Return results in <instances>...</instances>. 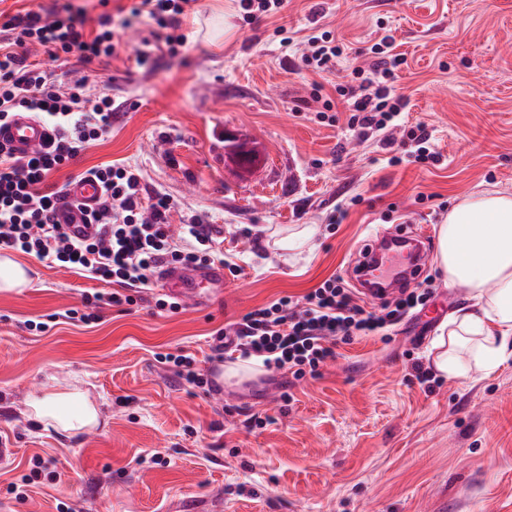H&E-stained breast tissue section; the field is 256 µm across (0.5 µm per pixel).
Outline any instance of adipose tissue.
Here are the masks:
<instances>
[{
	"instance_id": "ef3b65f1",
	"label": "adipose tissue",
	"mask_w": 512,
	"mask_h": 512,
	"mask_svg": "<svg viewBox=\"0 0 512 512\" xmlns=\"http://www.w3.org/2000/svg\"><path fill=\"white\" fill-rule=\"evenodd\" d=\"M437 263L471 304L453 313L430 344L436 369L452 376L491 367L512 351V195L463 198L438 228ZM39 422L78 434L99 412L76 392L53 389L29 404Z\"/></svg>"
}]
</instances>
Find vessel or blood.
<instances>
[{"mask_svg":"<svg viewBox=\"0 0 512 512\" xmlns=\"http://www.w3.org/2000/svg\"><path fill=\"white\" fill-rule=\"evenodd\" d=\"M48 134V129L33 115L21 112L0 127V144L22 155L42 146ZM66 194V205L58 212L60 222L67 224L70 235L76 239L94 234L90 218L102 197L101 185L84 178L72 182ZM371 255L375 263L369 271L370 280L385 288L398 287L411 278L418 265L427 263L430 239L421 228L408 232L379 231L372 238ZM157 277L167 285L169 295L184 304L224 294V267L218 262L190 267L165 264L158 269Z\"/></svg>","mask_w":512,"mask_h":512,"instance_id":"b4317fda","label":"vessel or blood"}]
</instances>
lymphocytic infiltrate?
<instances>
[{
  "label": "lymphocytic infiltrate",
  "mask_w": 512,
  "mask_h": 512,
  "mask_svg": "<svg viewBox=\"0 0 512 512\" xmlns=\"http://www.w3.org/2000/svg\"><path fill=\"white\" fill-rule=\"evenodd\" d=\"M192 2L134 0L130 12L146 17L153 27L152 37L176 56L185 45L180 18ZM34 47L54 61L73 56L87 64L114 56L119 42L110 14L100 15L96 30L90 31L82 13L68 6L53 13L28 9L0 23V125L16 113L30 112L51 132L42 148L27 155L0 145V250L26 254L111 284L112 292L85 297L87 313L69 311V318L86 324L97 320L99 307L143 300L145 293L153 291L154 274L161 264L193 266L218 260L229 272H237V264L216 248L213 229L203 219H193L179 234H172L169 197L147 193L140 174L125 166L86 169V176L104 189L93 213L98 233L82 241L68 235L56 220L65 189L49 185L48 180L111 129L112 102L49 82L39 64L29 60ZM364 54L369 61L354 68V83L337 86L332 96L325 94L323 85L313 83L311 100L329 112L335 98L345 99L356 135L383 132L390 165H400L408 157L420 163L436 162L425 124L415 123L401 138L392 136L408 108L391 85L395 69L404 62L402 55L388 38ZM431 295L427 287L402 291L382 302L383 312L378 315L368 310L342 277L333 276L306 294L277 298L218 329L211 358L220 361L231 352L239 361L256 359L266 370L283 371L297 379L315 375L335 360L338 344L384 334L403 317L425 308Z\"/></svg>",
  "instance_id": "1"
}]
</instances>
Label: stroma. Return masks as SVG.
<instances>
[{"mask_svg": "<svg viewBox=\"0 0 512 512\" xmlns=\"http://www.w3.org/2000/svg\"><path fill=\"white\" fill-rule=\"evenodd\" d=\"M67 4L91 30L131 0H0V12ZM219 15L231 32L214 39L208 24ZM149 28L144 18L117 28L120 52L88 65L32 51L56 83H84L116 106L110 133L54 180L130 166L172 198L173 228L202 216L241 271L225 275L224 298L211 305L170 314L148 297L100 308L86 326L67 310L108 284L20 256L31 284L0 291V445L11 450L0 512H166L174 499L186 512L213 501L224 512H512V356L464 378L439 375L430 390L412 375L413 362L432 368V339L469 303L436 260L424 270L429 311L389 339L340 345L318 375L258 365L222 380L219 397L159 361L178 347L205 360L212 332L253 308L334 274L352 281L377 230L436 227L462 197L512 194V0H287L251 25L237 0H195L182 18L183 55L156 49L143 67ZM325 30L353 52L393 36L405 56L394 82L405 120L427 125L439 164L390 166L379 136L357 139L347 112L309 102L313 76L300 57L307 36ZM228 130L258 149L259 166L236 168ZM341 208L346 218L331 223ZM307 225L316 233L301 249L275 245ZM72 386L98 407L97 425L69 437L28 415L31 396ZM35 457L41 476L15 498L10 486Z\"/></svg>", "mask_w": 512, "mask_h": 512, "instance_id": "stroma-1", "label": "stroma"}]
</instances>
